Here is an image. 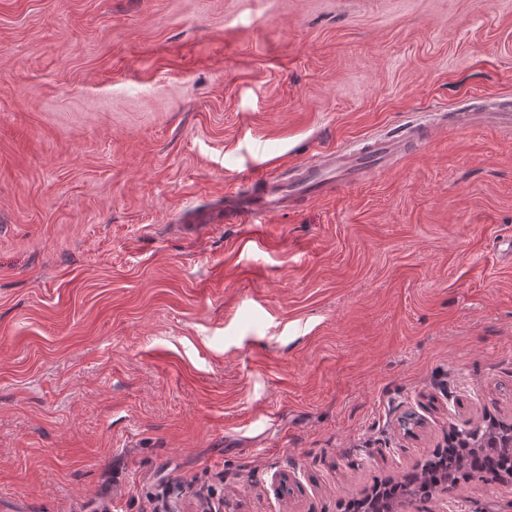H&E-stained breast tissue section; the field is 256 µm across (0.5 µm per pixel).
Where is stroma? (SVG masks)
Returning <instances> with one entry per match:
<instances>
[{"label": "stroma", "instance_id": "1", "mask_svg": "<svg viewBox=\"0 0 512 512\" xmlns=\"http://www.w3.org/2000/svg\"><path fill=\"white\" fill-rule=\"evenodd\" d=\"M490 107L512 0H0V512H344L511 417L512 130L454 121ZM416 126L360 185L175 221ZM477 507L512 481L408 512Z\"/></svg>", "mask_w": 512, "mask_h": 512}]
</instances>
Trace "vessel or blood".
Masks as SVG:
<instances>
[{
    "mask_svg": "<svg viewBox=\"0 0 512 512\" xmlns=\"http://www.w3.org/2000/svg\"><path fill=\"white\" fill-rule=\"evenodd\" d=\"M461 125L496 124L512 126V112L502 109L469 111L459 115ZM427 129L416 128L401 135L373 138L356 148H339L317 153L298 167L288 180L260 175L255 177L253 193L228 194L220 211L188 210L183 214L187 224L226 222L253 212L287 213L298 200L321 199L337 188L362 183L375 173L389 169L401 159L410 146L430 140Z\"/></svg>",
    "mask_w": 512,
    "mask_h": 512,
    "instance_id": "b4317fda",
    "label": "vessel or blood"
}]
</instances>
